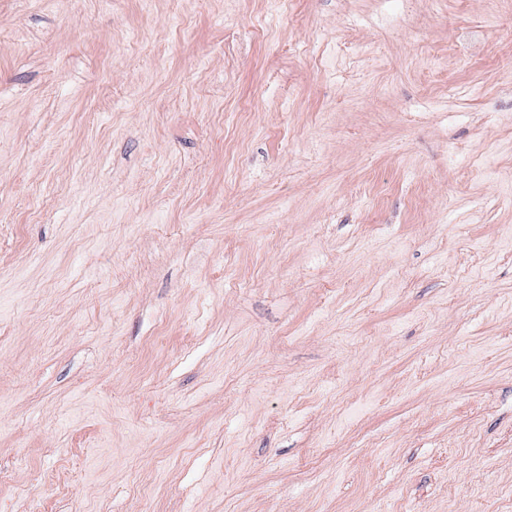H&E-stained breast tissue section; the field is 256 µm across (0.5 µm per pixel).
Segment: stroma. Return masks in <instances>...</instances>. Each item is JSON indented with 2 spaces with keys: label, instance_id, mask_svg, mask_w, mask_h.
Masks as SVG:
<instances>
[{
  "label": "stroma",
  "instance_id": "35a3bbf8",
  "mask_svg": "<svg viewBox=\"0 0 512 512\" xmlns=\"http://www.w3.org/2000/svg\"><path fill=\"white\" fill-rule=\"evenodd\" d=\"M0 512H512V0H0Z\"/></svg>",
  "mask_w": 512,
  "mask_h": 512
}]
</instances>
